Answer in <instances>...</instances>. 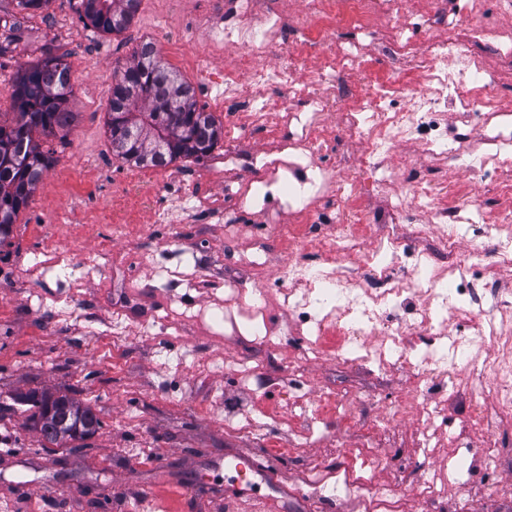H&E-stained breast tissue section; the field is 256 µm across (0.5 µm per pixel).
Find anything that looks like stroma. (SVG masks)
Instances as JSON below:
<instances>
[{"mask_svg":"<svg viewBox=\"0 0 512 512\" xmlns=\"http://www.w3.org/2000/svg\"><path fill=\"white\" fill-rule=\"evenodd\" d=\"M209 0H141L127 30L104 34L84 26L79 0H47L41 13L25 24L11 53L0 58V119L11 120L13 92L20 70L38 64L45 51L63 56L73 90V112L66 140L43 142L52 162L19 213L9 236L0 240V512H248L239 485L224 473V461L245 453L252 457L253 480L265 497L266 512H361L356 499L326 505L305 485L310 471L364 470L368 480L395 487L404 512H439L419 495L432 469H456L461 484L448 494L449 512H512V465L498 469L505 491L484 490V470L472 466L487 448H512V424L492 416L484 428L468 426L471 395L448 399L438 446L424 457L419 421L407 414L397 425L375 421L414 393L412 369L376 370L329 358L303 356L300 341L307 327L294 311L272 308L275 341L264 354L286 393L256 392L230 373L225 361L256 356L233 335L223 344L208 342L194 323L181 331V344L166 343L174 331L173 312L193 313L225 302V288L235 285L246 300L257 297L259 275L241 259L248 240L234 244L224 237V217L212 214L195 229L191 213L175 215L166 236L153 231L154 213L145 205L154 186L132 188L137 205L130 221L114 228L105 216L123 188L128 165L112 153L106 118L116 67L132 62L144 38L155 40L162 60L189 83H197L192 66L205 49L200 24ZM286 25L267 67L281 61L283 48L305 44L308 71H316L320 54L293 22L310 0H274ZM336 41L368 49L379 79L404 71L381 33L337 30ZM230 101L216 119L224 135L199 160L180 159L171 169L198 198L220 197L224 151L235 148L236 185L253 187L256 175L245 161L265 146V132L233 128ZM336 177H358L369 206L389 210L400 182L379 186L371 160L356 139H339L334 148ZM475 156L437 165L421 147L406 143L393 149L390 163L431 180L464 178ZM61 251L54 271L41 275L31 267L45 245ZM189 266L196 282L171 281L161 267ZM223 361H216V354ZM211 364H204V357ZM66 393L99 417L91 438L47 448L33 426L31 393ZM311 392L340 401L349 418L318 415L295 404L294 393ZM239 407L248 419L265 422L264 432L236 431L224 424V407ZM284 455L271 457L273 444ZM471 461L461 464L459 450ZM376 454L377 468L364 469L366 454ZM278 474L265 481L267 459Z\"/></svg>","mask_w":512,"mask_h":512,"instance_id":"stroma-1","label":"stroma"}]
</instances>
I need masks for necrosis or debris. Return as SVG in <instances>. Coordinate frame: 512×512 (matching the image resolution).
Here are the masks:
<instances>
[{"label":"necrosis or debris","instance_id":"necrosis-or-debris-1","mask_svg":"<svg viewBox=\"0 0 512 512\" xmlns=\"http://www.w3.org/2000/svg\"><path fill=\"white\" fill-rule=\"evenodd\" d=\"M403 0H314L311 10L295 17L297 27L322 43L323 63L316 75L306 76L292 62L272 69L260 68L285 24L281 14L267 7L265 0H235V22L224 23L223 0H212L213 21L206 28L209 52L224 54L225 91L244 89L254 101L248 109L249 125L270 129L264 101L272 90L287 92L301 101L313 85L322 93L315 108L291 109L281 117L282 130L271 131L274 149L251 154L249 164L259 174L255 193L245 197L248 205H261L266 213L262 224L249 225L251 249L246 263L260 270L258 286L265 293L263 304H240L238 313L246 330L258 345L271 343L266 311L269 306L289 307L309 327L304 340L308 354L343 362L371 365L380 369L396 363L412 367L425 384L408 407L383 417L393 424L414 409L423 429L434 428L448 407L449 388L469 387L473 391L471 422L482 424L485 393H493L500 418L512 419V305L488 302V284L470 280L469 275L488 268L485 249L471 246L452 265L429 264L417 256L406 275L393 270L401 257L402 239L393 228L378 225L362 201L357 181H350L340 197H333L336 173L326 158L340 136L358 137L368 159L385 160L381 182L394 181L399 167L388 164L392 149L400 143L421 144L431 157L451 159L461 154L457 143L448 141L439 129L437 115L442 108L458 109L464 125L480 127L490 151L480 159L478 169L454 189H434L428 183L406 182L394 210L428 212L431 220L421 235L438 231L437 248L453 249L456 235L451 225L465 215L478 216L493 231L497 244V265H512V110L500 96V74L512 69V27L498 18L512 13V0H463L465 29L449 25L444 39L430 41L427 53H419L406 37L407 22ZM383 19L395 32L397 49L405 63L419 74V88H405L391 80H378L365 91L344 83L346 71L363 63L356 44L338 46L331 41L334 30L352 27L374 29ZM343 104L340 124L319 116L321 108ZM492 180L500 202L487 210L474 184ZM306 214L302 224L278 221L282 209ZM321 224L332 233H318ZM374 246L366 256L365 273L359 278L339 279L336 263L359 250L365 236ZM288 251V260L274 275H266L268 239ZM424 297L426 303L414 324L395 327L385 317L403 295ZM454 321L482 336L485 348L499 352V359H484L467 349L464 339L449 336L447 322ZM409 336L425 337L421 351L408 349ZM313 481L327 499L357 497L363 512H402L401 498L389 487L374 485L359 476L331 478L317 472Z\"/></svg>","mask_w":512,"mask_h":512}]
</instances>
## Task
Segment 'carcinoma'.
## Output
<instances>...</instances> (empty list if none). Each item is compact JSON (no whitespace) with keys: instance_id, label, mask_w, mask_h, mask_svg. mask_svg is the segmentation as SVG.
Here are the masks:
<instances>
[{"instance_id":"cac0c4a2","label":"carcinoma","mask_w":512,"mask_h":512,"mask_svg":"<svg viewBox=\"0 0 512 512\" xmlns=\"http://www.w3.org/2000/svg\"><path fill=\"white\" fill-rule=\"evenodd\" d=\"M46 0H18L25 15L4 21L11 31L22 29ZM141 0H80L81 17L93 28L119 34L130 25ZM71 73L61 56L46 52L36 66L21 70L14 91L16 112L0 121V236L6 237L22 208L50 165L42 150L44 137L63 133L72 123L67 102ZM106 126L112 152L125 162L147 167L170 165L181 158L197 160L218 144L223 128L211 112L197 106L194 91L163 64L157 50L140 48L133 61L114 71ZM39 433L49 444L93 436L101 427L89 407L66 395L54 399V412L39 402Z\"/></svg>"}]
</instances>
